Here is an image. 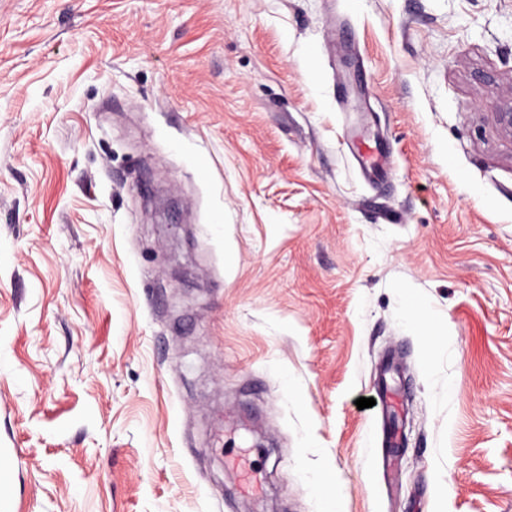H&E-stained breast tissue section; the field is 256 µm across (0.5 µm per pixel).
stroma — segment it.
Listing matches in <instances>:
<instances>
[{
    "label": "stroma",
    "mask_w": 512,
    "mask_h": 512,
    "mask_svg": "<svg viewBox=\"0 0 512 512\" xmlns=\"http://www.w3.org/2000/svg\"><path fill=\"white\" fill-rule=\"evenodd\" d=\"M509 97L512 0H0L17 512H512Z\"/></svg>",
    "instance_id": "obj_1"
}]
</instances>
